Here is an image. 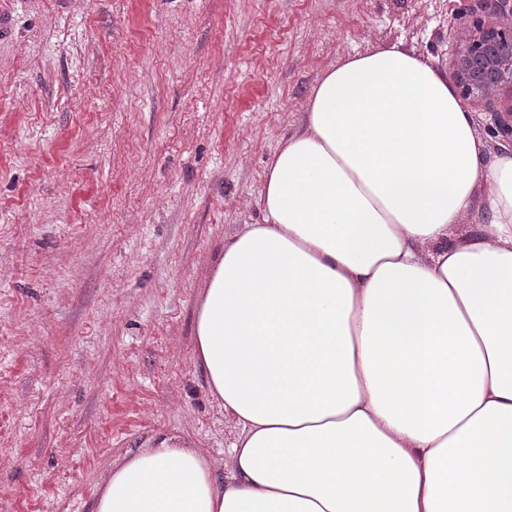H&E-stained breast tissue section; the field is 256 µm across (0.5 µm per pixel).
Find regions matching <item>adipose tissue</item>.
<instances>
[{"label":"adipose tissue","instance_id":"ef3b65f1","mask_svg":"<svg viewBox=\"0 0 512 512\" xmlns=\"http://www.w3.org/2000/svg\"><path fill=\"white\" fill-rule=\"evenodd\" d=\"M261 205L196 308L239 443L121 456L93 512H512V151L383 46L311 87Z\"/></svg>","mask_w":512,"mask_h":512}]
</instances>
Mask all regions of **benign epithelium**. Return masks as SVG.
<instances>
[{
    "mask_svg": "<svg viewBox=\"0 0 512 512\" xmlns=\"http://www.w3.org/2000/svg\"><path fill=\"white\" fill-rule=\"evenodd\" d=\"M452 78L464 100L512 90V28L487 26L463 32Z\"/></svg>",
    "mask_w": 512,
    "mask_h": 512,
    "instance_id": "obj_1",
    "label": "benign epithelium"
}]
</instances>
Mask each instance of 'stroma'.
I'll list each match as a JSON object with an SVG mask.
<instances>
[{"label": "stroma", "instance_id": "obj_1", "mask_svg": "<svg viewBox=\"0 0 512 512\" xmlns=\"http://www.w3.org/2000/svg\"><path fill=\"white\" fill-rule=\"evenodd\" d=\"M0 512H92L119 456L240 437L195 355L198 294L264 219L267 164L347 55L441 70L493 0H0ZM512 150V93L465 104Z\"/></svg>", "mask_w": 512, "mask_h": 512}]
</instances>
